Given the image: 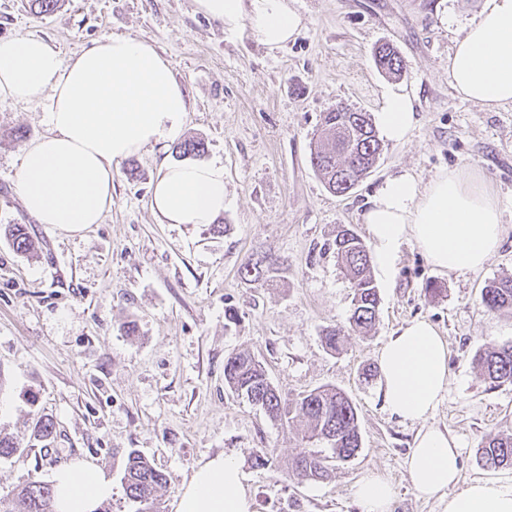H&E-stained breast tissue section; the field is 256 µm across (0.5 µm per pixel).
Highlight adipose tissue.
I'll list each match as a JSON object with an SVG mask.
<instances>
[{
    "label": "adipose tissue",
    "mask_w": 512,
    "mask_h": 512,
    "mask_svg": "<svg viewBox=\"0 0 512 512\" xmlns=\"http://www.w3.org/2000/svg\"><path fill=\"white\" fill-rule=\"evenodd\" d=\"M195 10L248 33L270 49L298 35L302 17L288 0H194ZM448 83L487 110L512 105V0H485L455 37ZM0 100L49 103V132L28 145L16 176L24 209L39 223L78 231L102 223L112 206L117 165L147 147L180 139L188 100L169 61L149 42L112 35L62 61L46 39L0 40ZM381 137L405 142L416 122L415 98L386 90L376 114ZM224 168L208 162L158 163L150 206L164 224H210L224 212ZM373 262L389 274L400 246L415 241L433 267L481 269L503 237L498 196L459 169L424 182L410 171L386 177L361 213ZM380 393L391 414L418 424L407 461L419 497L448 499L447 512H512V480H460V451L431 419L448 387V344L429 321L406 322L377 356ZM241 463L220 454L200 464L176 512H254ZM57 512H94L112 482L78 461L53 475Z\"/></svg>",
    "instance_id": "1"
}]
</instances>
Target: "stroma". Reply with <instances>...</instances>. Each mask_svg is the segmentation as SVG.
Returning <instances> with one entry per match:
<instances>
[{
	"label": "stroma",
	"instance_id": "35a3bbf8",
	"mask_svg": "<svg viewBox=\"0 0 512 512\" xmlns=\"http://www.w3.org/2000/svg\"><path fill=\"white\" fill-rule=\"evenodd\" d=\"M304 26L271 50L195 13L193 0H59L37 15L28 0H0V39L48 38L69 60L101 38L133 36L166 57L189 99L184 137L204 140L201 159L224 167V212L215 223L163 224L149 199L158 144L118 164L102 223L71 233L38 223L15 180L24 148L48 130L47 101H0V227L26 225L34 250L0 235V432L22 452L0 459V497L51 480L75 460L112 482L111 512H135L121 483L130 449L163 470L162 512H175L200 462L235 455L254 512H360L352 490L378 472L396 488L392 512H446L447 498L415 495L406 458L417 425L393 417L378 376H365L395 330L431 322L448 343V389L432 419L461 450V481L512 479V467H483L485 435L512 433V385L474 365L479 351L512 342V313L480 304L488 282L512 275V106L490 112L456 96L448 55L458 27L483 0H289ZM453 20L445 26L443 17ZM389 43L406 62L402 85L416 97L417 123L385 143L374 171L348 194L330 193L310 163L324 112L343 103L377 112L391 78L373 53ZM482 175L497 193L505 226L483 269L444 274L411 241L390 276H376L381 306L367 334L326 350L325 327L346 325L351 288L324 248L337 225L365 234L360 215L386 176L406 169L427 180L445 169ZM276 258L267 283L242 277L250 258ZM442 287L426 293L427 284ZM135 321L137 336L122 326ZM250 352L278 391H344L358 410L362 447L328 480L288 476L301 426H286L233 394L224 359ZM54 426L35 438L38 419ZM268 459L258 466L256 455Z\"/></svg>",
	"mask_w": 512,
	"mask_h": 512
}]
</instances>
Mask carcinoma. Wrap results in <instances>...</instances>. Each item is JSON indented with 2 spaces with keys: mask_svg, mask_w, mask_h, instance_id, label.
Masks as SVG:
<instances>
[{
  "mask_svg": "<svg viewBox=\"0 0 512 512\" xmlns=\"http://www.w3.org/2000/svg\"><path fill=\"white\" fill-rule=\"evenodd\" d=\"M377 70L400 76L406 69L397 49L382 44L374 50ZM324 139L311 150L310 162L326 188L342 196L372 172L383 151L371 114L340 105L323 115ZM205 151L201 139H186L175 146L179 156H199ZM4 236L20 253L32 249V241L21 224H9ZM328 249L348 278L353 291L352 330L369 331L376 322L380 294L371 273L372 256L364 240L349 225H339ZM274 262L249 260L240 274L251 281L269 278ZM481 305L488 312L512 311V276L491 281L481 293ZM345 330L330 326L322 330V342L338 353L345 344ZM475 363L484 378L501 386L512 385V344L489 347L477 355ZM224 381L239 397L247 399L273 420L290 423L299 418L306 423V442L294 456L289 476L296 480L323 481L337 463L351 461L361 445L357 408L343 392L319 387L292 399L269 389L264 367L249 353L230 354L224 362ZM481 462L487 467L512 466V434L499 433L483 439ZM122 481L128 499L140 505L137 512H160L157 492L167 483L166 475L149 459L132 449L127 455ZM0 512H56L54 484L31 481L11 498H0Z\"/></svg>",
  "mask_w": 512,
  "mask_h": 512,
  "instance_id": "cac0c4a2",
  "label": "carcinoma"
}]
</instances>
